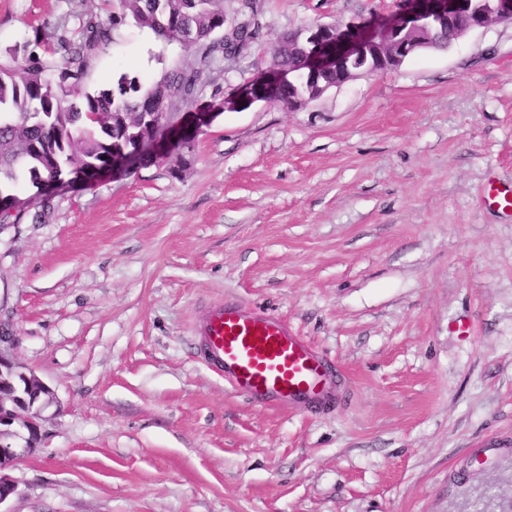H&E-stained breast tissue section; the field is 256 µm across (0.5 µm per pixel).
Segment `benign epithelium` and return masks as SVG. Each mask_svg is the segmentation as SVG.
I'll return each mask as SVG.
<instances>
[{"label": "benign epithelium", "mask_w": 512, "mask_h": 512, "mask_svg": "<svg viewBox=\"0 0 512 512\" xmlns=\"http://www.w3.org/2000/svg\"><path fill=\"white\" fill-rule=\"evenodd\" d=\"M416 0H393L395 9L383 16V26H355L345 30L335 25L321 24L308 30L302 37L303 51L311 49L324 38L343 46V50L327 61L325 70L336 72V81L322 82L318 75L307 78L306 93L288 100V108L307 106L331 87H339L358 73L370 70L385 72L398 68L405 59L416 55L425 47L424 36L430 30L451 23L457 12L442 15L419 16L412 10ZM492 7L476 21L460 29L462 35L480 30L493 23L512 26V0H491ZM183 103L166 96L161 108L154 113L161 135L141 143L139 152L154 153L166 161L171 153V142L188 153L193 149L196 133L181 131ZM18 339L11 324L0 321V504L16 492L13 480L3 471L14 468L39 447L42 410L52 402L50 388L14 355Z\"/></svg>", "instance_id": "benign-epithelium-1"}]
</instances>
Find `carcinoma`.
Segmentation results:
<instances>
[{
	"label": "carcinoma",
	"instance_id": "obj_1",
	"mask_svg": "<svg viewBox=\"0 0 512 512\" xmlns=\"http://www.w3.org/2000/svg\"><path fill=\"white\" fill-rule=\"evenodd\" d=\"M120 8L138 27L184 46L194 56L192 65L172 66L149 83L123 73L110 89L86 90L92 63L112 39V24L92 12L36 32L40 53L12 50V64L0 66V224L27 216L42 221L52 208L53 181L70 175L92 179L96 171L112 167L116 150L151 137L152 97L171 93L196 104L217 58L249 47L263 28L257 3L246 0L227 42L213 35L224 28V0H120ZM298 35L282 34L273 48V66L290 77L275 104L302 90L296 77L308 65L294 45ZM21 168L37 193L32 210L12 215Z\"/></svg>",
	"mask_w": 512,
	"mask_h": 512
}]
</instances>
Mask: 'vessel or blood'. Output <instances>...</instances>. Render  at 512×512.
<instances>
[{"instance_id": "vessel-or-blood-1", "label": "vessel or blood", "mask_w": 512, "mask_h": 512, "mask_svg": "<svg viewBox=\"0 0 512 512\" xmlns=\"http://www.w3.org/2000/svg\"><path fill=\"white\" fill-rule=\"evenodd\" d=\"M206 360L252 403L287 410L331 401L328 366L281 320L224 303L209 308L196 327Z\"/></svg>"}]
</instances>
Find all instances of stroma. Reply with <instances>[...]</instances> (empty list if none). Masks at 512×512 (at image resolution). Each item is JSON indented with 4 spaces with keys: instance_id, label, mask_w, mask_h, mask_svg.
<instances>
[{
    "instance_id": "stroma-1",
    "label": "stroma",
    "mask_w": 512,
    "mask_h": 512,
    "mask_svg": "<svg viewBox=\"0 0 512 512\" xmlns=\"http://www.w3.org/2000/svg\"><path fill=\"white\" fill-rule=\"evenodd\" d=\"M181 172L61 188L0 227V311L51 389L0 512H512V28L470 32L306 107L246 102L277 37L380 0H258ZM118 0H0L9 50ZM191 52L120 20L87 86ZM262 310L324 354L321 409L251 404L195 356L202 306ZM466 333H459L458 325Z\"/></svg>"
}]
</instances>
